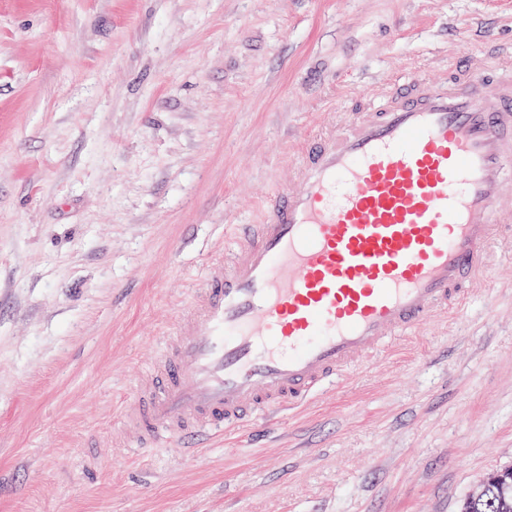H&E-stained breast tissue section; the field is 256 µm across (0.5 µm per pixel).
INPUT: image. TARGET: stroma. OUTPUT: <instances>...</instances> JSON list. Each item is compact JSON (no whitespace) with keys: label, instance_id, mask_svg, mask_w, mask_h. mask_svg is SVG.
<instances>
[{"label":"stroma","instance_id":"obj_1","mask_svg":"<svg viewBox=\"0 0 512 512\" xmlns=\"http://www.w3.org/2000/svg\"><path fill=\"white\" fill-rule=\"evenodd\" d=\"M512 0H0V512H459L512 467V263L275 426L135 453L121 413L232 224Z\"/></svg>","mask_w":512,"mask_h":512}]
</instances>
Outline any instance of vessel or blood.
Masks as SVG:
<instances>
[{"mask_svg":"<svg viewBox=\"0 0 512 512\" xmlns=\"http://www.w3.org/2000/svg\"><path fill=\"white\" fill-rule=\"evenodd\" d=\"M298 185L239 224L164 336L123 428L139 447L205 440L306 403L441 311L512 237V70L415 72L308 139Z\"/></svg>","mask_w":512,"mask_h":512,"instance_id":"b4317fda","label":"vessel or blood"}]
</instances>
